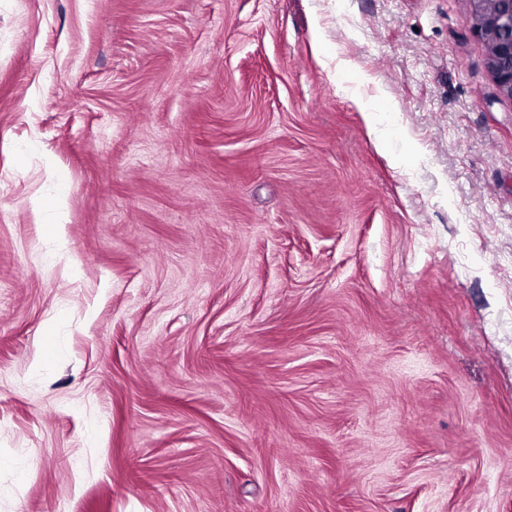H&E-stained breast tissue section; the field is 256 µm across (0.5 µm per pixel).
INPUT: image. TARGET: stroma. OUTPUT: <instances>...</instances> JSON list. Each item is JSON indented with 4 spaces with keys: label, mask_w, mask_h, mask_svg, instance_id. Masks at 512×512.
<instances>
[{
    "label": "stroma",
    "mask_w": 512,
    "mask_h": 512,
    "mask_svg": "<svg viewBox=\"0 0 512 512\" xmlns=\"http://www.w3.org/2000/svg\"><path fill=\"white\" fill-rule=\"evenodd\" d=\"M470 15L0 0V512H512Z\"/></svg>",
    "instance_id": "1"
}]
</instances>
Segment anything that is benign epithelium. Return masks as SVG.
<instances>
[{"instance_id":"1","label":"benign epithelium","mask_w":512,"mask_h":512,"mask_svg":"<svg viewBox=\"0 0 512 512\" xmlns=\"http://www.w3.org/2000/svg\"><path fill=\"white\" fill-rule=\"evenodd\" d=\"M474 31L484 40L487 65L504 95L512 98V0H470Z\"/></svg>"}]
</instances>
